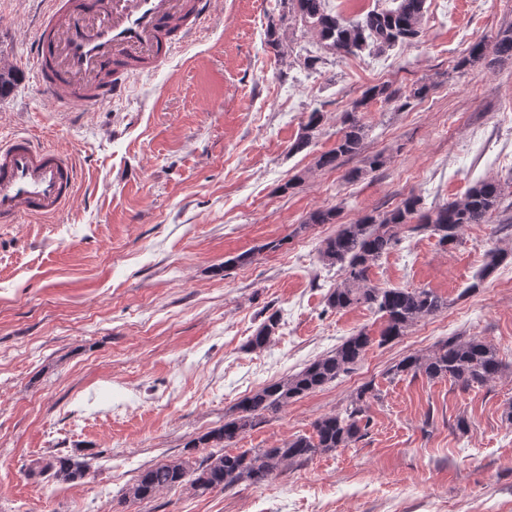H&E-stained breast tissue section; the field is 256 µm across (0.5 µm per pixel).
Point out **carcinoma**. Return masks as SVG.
<instances>
[{"label": "carcinoma", "instance_id": "1", "mask_svg": "<svg viewBox=\"0 0 512 512\" xmlns=\"http://www.w3.org/2000/svg\"><path fill=\"white\" fill-rule=\"evenodd\" d=\"M294 18L316 36L328 51L339 56H356L365 50L384 52L399 43L411 42L421 33L426 0H399L394 9L371 10L352 22L327 10L325 0H287ZM512 58V26L498 31L488 40L481 37L470 44L468 59H487L494 63ZM396 91L389 85L368 88L361 100L343 113L341 129L333 146L315 157L320 169L337 170L365 151L368 129L359 109L368 101H391ZM324 115L309 113L306 124L289 151L309 147L319 132ZM382 153L363 159V166L346 170L343 179L350 183L386 164ZM505 196L504 183L479 180L466 192L448 202L424 206L415 195L403 198L394 208L382 213H368L352 224L339 225L324 238L319 258L328 268H338L341 280L325 294V306L332 311L366 307L384 319L379 337L360 330L347 337L335 349L307 364L299 372L269 383L241 399L234 410L224 415V424L211 429L187 444L189 448H209L202 460L192 455L167 459L142 470L134 482L123 490V498L137 502L164 490L187 486L204 495L224 491L246 482H265L282 468L303 463L317 454L347 448L367 435V410L380 399L374 385H363L344 408L330 412L313 423L309 435H297L273 448H249L232 453L229 448L240 441L268 413H276L291 402L313 393L351 372L364 358L373 343L395 340L428 317L448 308V300L427 288H384L371 279L376 261L401 241L404 232H428L442 245L458 242L459 233L468 224H485L499 209ZM338 209L317 210L309 214L301 227L337 223ZM512 263V249H492L480 271L478 283L489 278L503 264ZM279 314H270L248 342V349L265 348L276 335ZM497 349L477 336H450L439 341L425 354H409L386 370L390 381L419 375L429 380L450 379L470 388L493 381L503 370ZM87 465L67 455L37 458L27 468L31 479L54 478L78 483L85 479Z\"/></svg>", "mask_w": 512, "mask_h": 512}]
</instances>
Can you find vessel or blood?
<instances>
[{
    "mask_svg": "<svg viewBox=\"0 0 512 512\" xmlns=\"http://www.w3.org/2000/svg\"><path fill=\"white\" fill-rule=\"evenodd\" d=\"M33 70L59 112L86 111L123 96L126 78L167 61L210 21V0H47ZM78 185L70 154L26 133L0 140V224L54 219Z\"/></svg>",
    "mask_w": 512,
    "mask_h": 512,
    "instance_id": "vessel-or-blood-1",
    "label": "vessel or blood"
}]
</instances>
